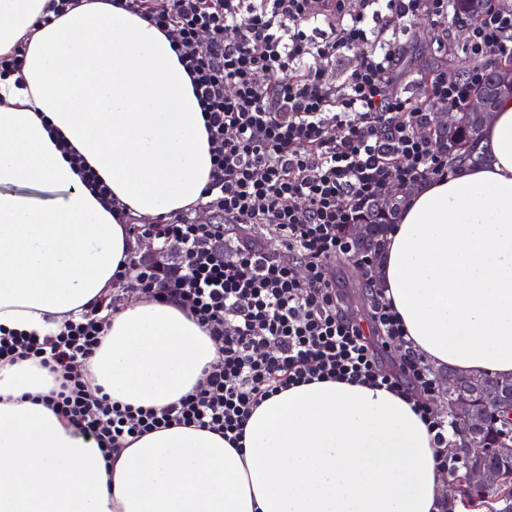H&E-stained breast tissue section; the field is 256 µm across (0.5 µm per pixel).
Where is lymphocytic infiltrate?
I'll list each match as a JSON object with an SVG mask.
<instances>
[{
	"mask_svg": "<svg viewBox=\"0 0 512 512\" xmlns=\"http://www.w3.org/2000/svg\"><path fill=\"white\" fill-rule=\"evenodd\" d=\"M171 39L205 116L212 170L201 207L151 237L156 260L140 262L145 293L179 303L206 328L218 358L198 388L160 409L88 393L81 367L99 345L98 310L65 317L38 337L0 329V365L32 359L59 378L49 401L104 454L145 433L190 425L241 446L247 420L265 398L294 385L339 379L411 395L435 391L380 289L367 323L351 319L332 278L336 262L368 276L374 256L343 229L385 197L447 177L448 153L427 134L439 112H456L493 63L512 58V0H483L462 47L465 75L408 74L404 44L425 19L441 51L455 23L453 0H127ZM356 54L343 79L338 58ZM414 93L405 94V85ZM267 224L287 245L271 253L248 240L228 244V225ZM178 246L177 263L164 261ZM397 353L383 368L380 351Z\"/></svg>",
	"mask_w": 512,
	"mask_h": 512,
	"instance_id": "f902f5d3",
	"label": "lymphocytic infiltrate"
}]
</instances>
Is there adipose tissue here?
<instances>
[{
    "mask_svg": "<svg viewBox=\"0 0 512 512\" xmlns=\"http://www.w3.org/2000/svg\"><path fill=\"white\" fill-rule=\"evenodd\" d=\"M0 0V327L44 336L91 310L131 271L118 211L156 219L195 207L212 154L191 79L169 37L125 0ZM63 136L75 151L65 156ZM485 160L403 197L377 286L434 371L512 378V98ZM86 164L111 189L104 204ZM217 348L173 301L149 295L104 324L86 380L112 400L161 408L203 380ZM38 363L0 366V512H441L452 480L413 399L342 380L290 387L254 408L241 447L174 426L106 463L47 407Z\"/></svg>",
    "mask_w": 512,
    "mask_h": 512,
    "instance_id": "ef3b65f1",
    "label": "adipose tissue"
}]
</instances>
